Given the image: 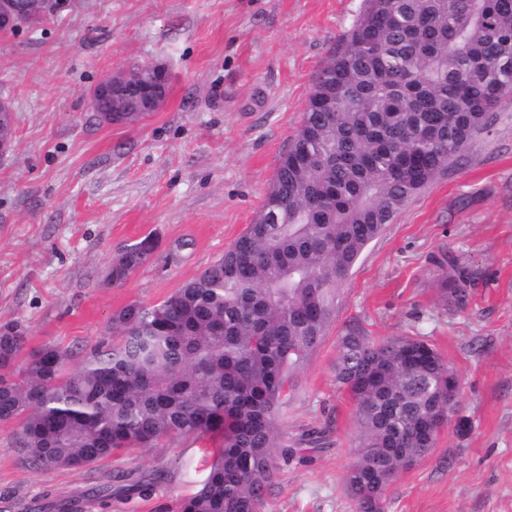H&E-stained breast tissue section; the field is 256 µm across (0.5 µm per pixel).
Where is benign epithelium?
<instances>
[{
	"mask_svg": "<svg viewBox=\"0 0 512 512\" xmlns=\"http://www.w3.org/2000/svg\"><path fill=\"white\" fill-rule=\"evenodd\" d=\"M62 0H0V31L16 29L22 25L54 14L62 8ZM170 74L165 66L147 64L136 70H120L101 77L90 90V99L105 101L107 106L96 111L101 122L121 123L120 114L128 112L115 92L122 86L137 85L142 92L140 112H154L168 96Z\"/></svg>",
	"mask_w": 512,
	"mask_h": 512,
	"instance_id": "benign-epithelium-1",
	"label": "benign epithelium"
}]
</instances>
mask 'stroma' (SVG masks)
Wrapping results in <instances>:
<instances>
[{"label":"stroma","mask_w":512,"mask_h":512,"mask_svg":"<svg viewBox=\"0 0 512 512\" xmlns=\"http://www.w3.org/2000/svg\"><path fill=\"white\" fill-rule=\"evenodd\" d=\"M362 0H69L0 32V98L13 147L0 162V325L27 349L52 343L76 370L128 303L158 302L217 260L251 224L308 95ZM168 67L167 100L133 125L100 123L88 102L104 74ZM156 232L152 259L122 285L113 255ZM192 241L181 250L180 241ZM460 269L465 309L438 279ZM359 323L373 337L420 336L460 380L457 417L434 454L401 473L387 512H512V98L487 134L399 213L338 287L326 335L298 375L278 426L329 427V448L279 461L261 512H353L345 475L359 437L336 382V344ZM0 425V512H178L205 477L210 439L175 437L90 468L41 470ZM167 474L151 497L88 503L120 473Z\"/></svg>","instance_id":"obj_1"}]
</instances>
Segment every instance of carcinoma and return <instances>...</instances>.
Wrapping results in <instances>:
<instances>
[{"instance_id":"carcinoma-1","label":"carcinoma","mask_w":512,"mask_h":512,"mask_svg":"<svg viewBox=\"0 0 512 512\" xmlns=\"http://www.w3.org/2000/svg\"><path fill=\"white\" fill-rule=\"evenodd\" d=\"M261 209L196 277L154 304L112 314V336L73 372L70 353L44 344L19 372V323L0 326V423L42 470L90 467L123 448L172 436L218 435L222 448L180 512H260L283 456L330 446L326 431L292 441L279 412L319 347L338 285L404 206L473 147L512 97V0H363L310 95ZM159 246L149 234L112 258L125 282ZM456 309L458 279L438 280ZM336 382L356 406L360 441L348 469L354 512H385L402 470L431 455L448 425V360L415 336L380 340L357 323L338 340ZM165 480L116 477L87 495L147 497Z\"/></svg>"}]
</instances>
